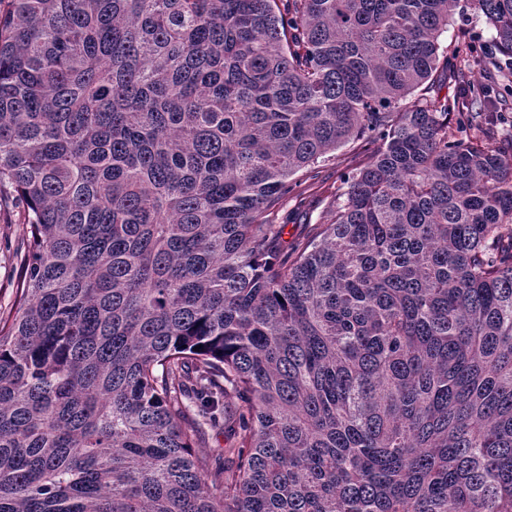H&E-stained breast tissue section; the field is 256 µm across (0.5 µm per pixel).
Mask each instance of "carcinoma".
<instances>
[{"label": "carcinoma", "mask_w": 512, "mask_h": 512, "mask_svg": "<svg viewBox=\"0 0 512 512\" xmlns=\"http://www.w3.org/2000/svg\"><path fill=\"white\" fill-rule=\"evenodd\" d=\"M459 2L0 0V512H512V0L478 80ZM370 157L371 150H366L361 141L349 143L336 149L325 161L319 163V172L315 179L299 178L301 184L295 187L288 197V212L296 211L300 199L304 204L289 218L282 238L284 245H288L289 248L293 241L306 235L314 224L326 222L327 202L340 184L339 174L367 164ZM20 209L3 210L0 215V312L14 299V285L19 279L20 252L23 250L26 224Z\"/></svg>", "instance_id": "cac0c4a2"}]
</instances>
